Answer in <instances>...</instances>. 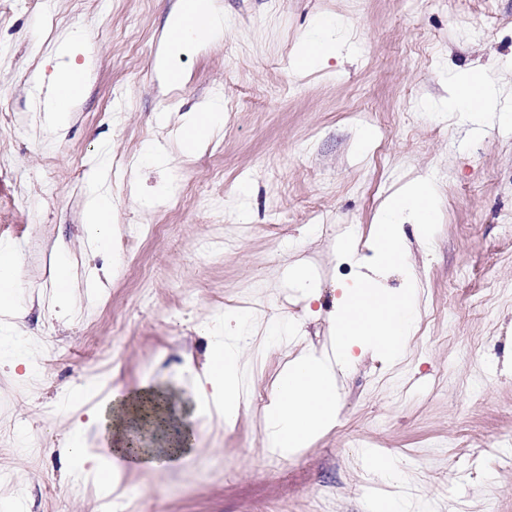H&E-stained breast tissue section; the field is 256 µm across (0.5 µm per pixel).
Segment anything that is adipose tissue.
<instances>
[{"mask_svg":"<svg viewBox=\"0 0 512 512\" xmlns=\"http://www.w3.org/2000/svg\"><path fill=\"white\" fill-rule=\"evenodd\" d=\"M336 24L323 19L304 40L295 59L303 69L336 51ZM167 47L155 62L157 71L169 79H177L172 67V55L204 38L218 39L224 35V17L211 8L208 0H182L180 11L166 26ZM83 52L81 35H73L55 50V74L51 86L49 117L53 125L63 126L70 107L79 98L84 71L75 62ZM448 109L483 122L490 118L512 123V109L500 106L497 92L486 82L468 77L457 78L449 88ZM114 221L111 199L92 188L85 208V225L89 240L107 247ZM20 257L16 248L0 243V311H13L20 301L17 279ZM248 319L235 314L211 323L204 330L208 340L207 366L203 374L195 376L192 390L197 396L199 413L210 416L219 410L225 425L237 420L243 387V370L239 364L237 343L245 335ZM112 422L103 414H96L87 423L67 433L62 452L72 471L90 480L101 495L114 492L122 483L127 467V453L121 448H96L93 440L109 439Z\"/></svg>","mask_w":512,"mask_h":512,"instance_id":"obj_1","label":"adipose tissue"}]
</instances>
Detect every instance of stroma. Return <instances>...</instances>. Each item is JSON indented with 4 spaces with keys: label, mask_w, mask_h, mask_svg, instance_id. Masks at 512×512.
Listing matches in <instances>:
<instances>
[{
    "label": "stroma",
    "mask_w": 512,
    "mask_h": 512,
    "mask_svg": "<svg viewBox=\"0 0 512 512\" xmlns=\"http://www.w3.org/2000/svg\"><path fill=\"white\" fill-rule=\"evenodd\" d=\"M223 38L153 69L179 0H0V242L21 256L14 336L38 362L0 369V512H369L386 497L414 512H512V128L481 131L445 111L471 72L512 107V0H213ZM341 45L301 71L316 20ZM85 40L89 67L66 128L44 119L55 45ZM224 104V126L185 151L177 116ZM167 121H160V114ZM116 216L99 249L83 231L99 143ZM165 166L146 167L147 151ZM435 178L432 242L401 223L419 323L406 355L366 353L337 367L335 424L281 458L263 416L283 368L332 354L331 315L374 255L382 204ZM167 186L153 207L142 192ZM161 233H154V226ZM71 267L55 300L59 258ZM307 267L305 293L292 279ZM247 310L242 407L234 426L204 420L188 381L207 361L204 325ZM297 330L269 337L273 320ZM151 382L172 392L193 432L187 461L129 466L121 498L98 496L59 447L102 394ZM393 460L384 478L368 455Z\"/></svg>",
    "instance_id": "stroma-1"
}]
</instances>
